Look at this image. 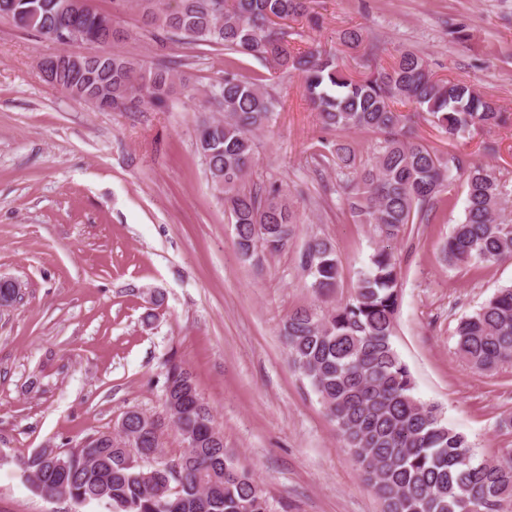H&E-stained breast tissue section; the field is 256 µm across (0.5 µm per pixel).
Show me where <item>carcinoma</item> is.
<instances>
[{
	"instance_id": "carcinoma-1",
	"label": "carcinoma",
	"mask_w": 512,
	"mask_h": 512,
	"mask_svg": "<svg viewBox=\"0 0 512 512\" xmlns=\"http://www.w3.org/2000/svg\"><path fill=\"white\" fill-rule=\"evenodd\" d=\"M66 0H0V20L58 43L56 33L85 21L63 8ZM313 0H137L151 39L221 46L298 74L307 100L327 131L380 135L372 162L362 163L342 139L321 141L322 161L345 176V205L359 224L374 227L378 244L354 295L327 309L302 308L283 324L288 355L335 422L384 512H504L512 502V448L495 459H476L468 437L445 424L438 408L418 400L408 367L392 344L399 304L400 265L390 243L409 224H422L446 186L465 192L464 219L454 225L443 253L450 265L494 264L512 259V219L504 214L512 189L493 166L462 155L443 157L410 135L401 107L428 116L448 139L461 141L505 122L496 101L472 85L437 77L417 50H405L362 78L346 73L337 56L318 47H296L278 21L305 17L318 25ZM55 87L87 102L112 91V111L164 109L184 79L167 66L117 54L92 58L81 74L61 71ZM210 98L224 118L202 122L197 149L235 224V246L244 257L257 249L279 252L297 233V217L278 188L247 186L254 162L253 133L284 107L261 78L229 63ZM319 297L337 285L340 264L328 239L309 238L299 257ZM455 353L471 369L494 375L512 366V285L498 289L456 328ZM166 411L185 448L170 456L160 436L137 413L126 427L102 433L89 447L61 453L64 466L35 452L21 475L46 499L67 495L105 512H272L261 485L224 448L191 374L171 363L164 385ZM139 458L141 465L131 461Z\"/></svg>"
}]
</instances>
